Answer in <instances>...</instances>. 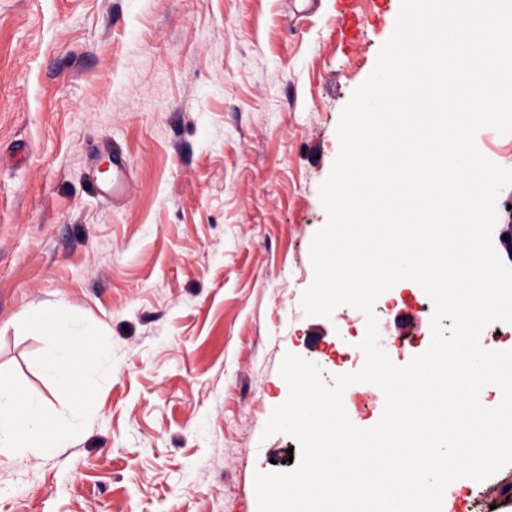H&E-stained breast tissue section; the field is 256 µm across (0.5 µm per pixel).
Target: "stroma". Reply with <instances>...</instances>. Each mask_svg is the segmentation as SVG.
Listing matches in <instances>:
<instances>
[{"label": "stroma", "instance_id": "1", "mask_svg": "<svg viewBox=\"0 0 512 512\" xmlns=\"http://www.w3.org/2000/svg\"><path fill=\"white\" fill-rule=\"evenodd\" d=\"M401 0H0V371L67 415L15 317L59 307L101 330L112 368L64 448L0 462V512H257L256 472L292 469L262 431L285 354L323 365L341 311L306 316L319 185L336 126ZM124 149L128 194L92 186L93 146ZM379 317L391 360L431 342L424 293ZM351 421L383 392L357 383Z\"/></svg>", "mask_w": 512, "mask_h": 512}]
</instances>
